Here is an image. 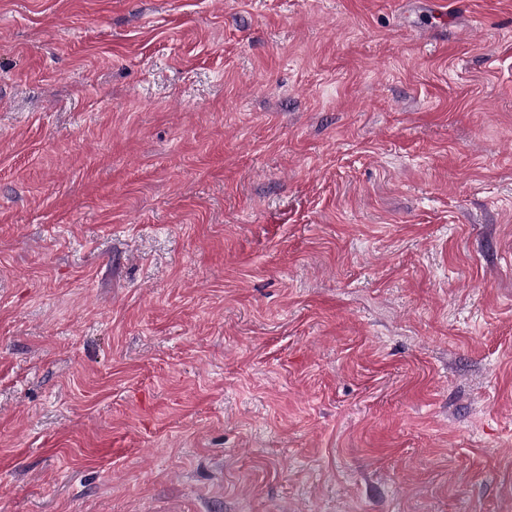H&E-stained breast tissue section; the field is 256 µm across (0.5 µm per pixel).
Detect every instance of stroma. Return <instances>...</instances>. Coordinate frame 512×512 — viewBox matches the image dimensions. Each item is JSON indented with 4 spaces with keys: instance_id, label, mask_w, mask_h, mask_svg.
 <instances>
[{
    "instance_id": "1",
    "label": "stroma",
    "mask_w": 512,
    "mask_h": 512,
    "mask_svg": "<svg viewBox=\"0 0 512 512\" xmlns=\"http://www.w3.org/2000/svg\"><path fill=\"white\" fill-rule=\"evenodd\" d=\"M0 512H512V0H0Z\"/></svg>"
}]
</instances>
